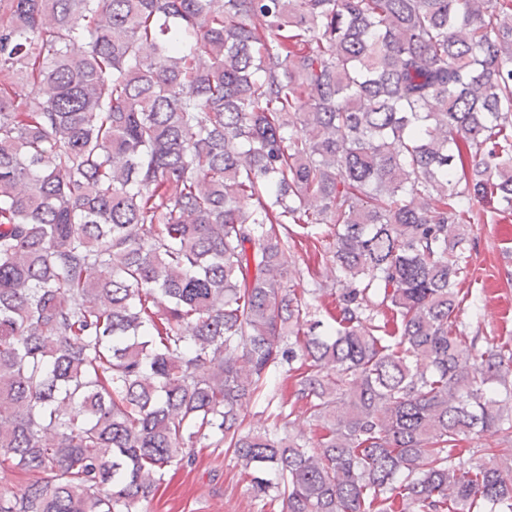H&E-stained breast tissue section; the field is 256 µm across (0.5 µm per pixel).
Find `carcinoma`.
Instances as JSON below:
<instances>
[{"label":"carcinoma","instance_id":"1","mask_svg":"<svg viewBox=\"0 0 512 512\" xmlns=\"http://www.w3.org/2000/svg\"><path fill=\"white\" fill-rule=\"evenodd\" d=\"M478 205L512 0H0V512H136L198 447L282 512H512Z\"/></svg>","mask_w":512,"mask_h":512}]
</instances>
